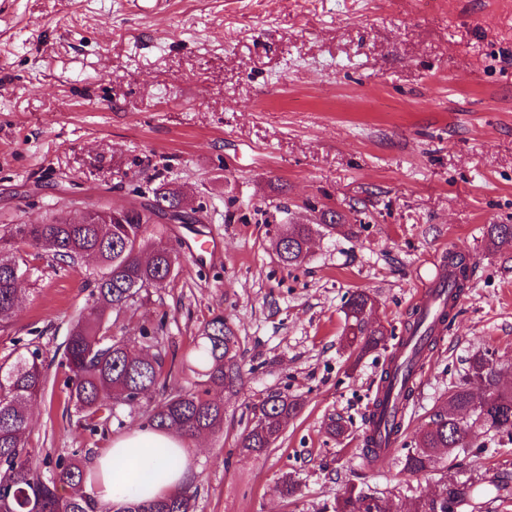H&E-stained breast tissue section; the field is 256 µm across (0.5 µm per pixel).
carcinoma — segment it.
Wrapping results in <instances>:
<instances>
[{
  "label": "carcinoma",
  "mask_w": 512,
  "mask_h": 512,
  "mask_svg": "<svg viewBox=\"0 0 512 512\" xmlns=\"http://www.w3.org/2000/svg\"><path fill=\"white\" fill-rule=\"evenodd\" d=\"M152 201L169 205L181 201V193L161 184ZM149 205L132 206L123 224H72L56 219L42 224H17L0 235V331L8 327L18 302L13 267L30 271L19 255V245L33 246L61 267H71L86 257L98 260L92 272L94 302L74 321L63 350L62 364L69 375L65 386L68 402L82 420L81 428L91 434L107 430L112 422L123 425L121 411L137 405L153 392L161 398L146 410L145 425L157 430L174 428L186 438L215 433L224 425V403L210 398L215 389H230L238 382V338L223 314H215L201 328L196 362L200 380L184 387L172 380L175 360L157 350V337L144 328L138 340L108 334L105 317L125 311L135 296L170 279L177 258L161 241L147 237L151 216ZM360 224L343 223L334 210L320 212L314 224H283L275 237L278 260L286 267L301 264L314 235L336 233L357 235ZM486 244L494 249L512 238V224L487 225ZM448 272L458 275L456 295L469 280V261L460 252L448 253ZM374 299L356 292L346 302L347 342L363 354L385 341L383 327L369 329L367 319ZM486 353L469 360L465 377L448 391V407L417 432L411 448L402 457L403 471L418 475L436 469L445 458L466 453L472 447L470 430L480 426L512 437V389L500 385L499 370ZM47 386L39 349L8 354L0 360V512H96L97 503L87 490L88 472L76 448L68 457L45 461L46 472L33 464L28 448L29 406L42 397ZM303 403L282 393H270L255 402L251 425L237 442L242 455L258 456L281 436L288 420ZM502 478L488 487L479 481H438L427 494L411 503L407 512H457L476 500L509 489ZM137 487L131 499L117 505L115 512H194L193 496L178 488L161 498L146 496ZM331 512H386L382 500L352 486L336 497Z\"/></svg>",
  "instance_id": "obj_1"
}]
</instances>
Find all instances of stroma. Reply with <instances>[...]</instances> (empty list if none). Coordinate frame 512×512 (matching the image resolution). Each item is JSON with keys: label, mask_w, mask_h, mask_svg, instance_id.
<instances>
[{"label": "stroma", "mask_w": 512, "mask_h": 512, "mask_svg": "<svg viewBox=\"0 0 512 512\" xmlns=\"http://www.w3.org/2000/svg\"><path fill=\"white\" fill-rule=\"evenodd\" d=\"M161 182L199 221L149 225L176 248V275L112 333L161 323L160 349L182 362L213 314L235 331L242 381L219 393L224 428L187 442L195 512H327L352 485L405 512L438 478L512 474V438L481 428L471 455L426 476L403 472L399 450L368 464L364 417L390 352L345 341L351 294L376 297L370 326L401 333L418 289L460 251L473 277L422 361L403 441L445 408L475 352L512 382V243L485 241L487 225L512 224V0H167L142 14L124 0H14L0 19V234L145 202ZM322 208L362 233L314 237L283 267L269 228ZM209 238L214 253L192 251ZM25 253L36 273L0 358L21 341L43 353L29 446L39 460L101 452L143 409L97 436L62 413L59 348L91 303L95 263L63 271ZM274 392L301 413L265 454L239 455L252 403Z\"/></svg>", "instance_id": "1"}]
</instances>
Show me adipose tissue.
<instances>
[{
	"label": "adipose tissue",
	"instance_id": "ef3b65f1",
	"mask_svg": "<svg viewBox=\"0 0 512 512\" xmlns=\"http://www.w3.org/2000/svg\"><path fill=\"white\" fill-rule=\"evenodd\" d=\"M160 448L171 449L181 458L180 468L165 476L156 454ZM192 474V454L181 434L139 429L113 440L94 459L89 485L99 503H118L142 481H149L152 496L159 497L188 484Z\"/></svg>",
	"mask_w": 512,
	"mask_h": 512
}]
</instances>
